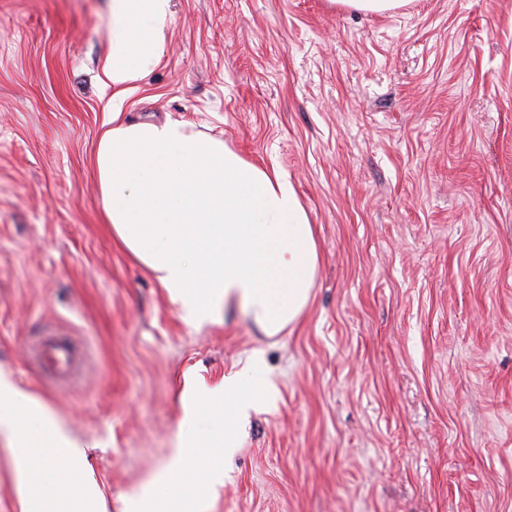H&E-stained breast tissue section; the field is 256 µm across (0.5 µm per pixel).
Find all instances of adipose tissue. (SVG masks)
<instances>
[{"mask_svg":"<svg viewBox=\"0 0 512 512\" xmlns=\"http://www.w3.org/2000/svg\"><path fill=\"white\" fill-rule=\"evenodd\" d=\"M112 24L102 66L106 85L131 92L157 61L172 21L170 0H111ZM121 100L106 109L96 151L102 209L116 240L164 288L182 318L200 327L231 305L259 331L276 336L303 315L318 263L313 228L286 175L247 160L222 139L187 123H128ZM254 369L207 388L189 382L177 446L156 476L127 497L122 512H207L224 468L206 449L233 451L234 424L257 397L273 396ZM220 412L223 427L197 429ZM0 433L15 450L20 512H102L89 483L65 494L82 468L78 444L47 408L0 376ZM205 465L203 495L182 490L192 465Z\"/></svg>","mask_w":512,"mask_h":512,"instance_id":"ef3b65f1","label":"adipose tissue"}]
</instances>
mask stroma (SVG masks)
<instances>
[{"label": "stroma", "instance_id": "35a3bbf8", "mask_svg": "<svg viewBox=\"0 0 512 512\" xmlns=\"http://www.w3.org/2000/svg\"><path fill=\"white\" fill-rule=\"evenodd\" d=\"M124 119L280 169L319 267L301 321L188 325L112 240L95 173L109 0H0V373L84 446L107 512L171 455L185 379L258 361L209 512H512V0H171ZM58 330L63 387L31 363ZM357 12L384 14L405 8L411 0H331Z\"/></svg>", "mask_w": 512, "mask_h": 512}]
</instances>
